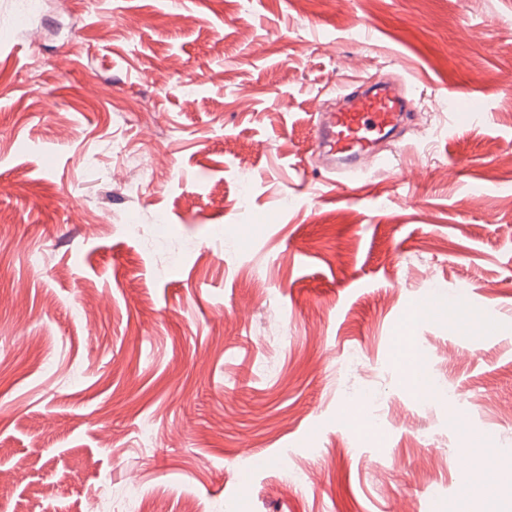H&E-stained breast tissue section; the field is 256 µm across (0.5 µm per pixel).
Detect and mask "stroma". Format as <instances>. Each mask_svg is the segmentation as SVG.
<instances>
[{
  "mask_svg": "<svg viewBox=\"0 0 512 512\" xmlns=\"http://www.w3.org/2000/svg\"><path fill=\"white\" fill-rule=\"evenodd\" d=\"M43 3L0 0V512H512V0ZM394 68L395 168L327 184L315 103ZM400 338V356L405 377L412 386L421 387L426 383L422 365L423 356L410 344V336H400Z\"/></svg>",
  "mask_w": 512,
  "mask_h": 512,
  "instance_id": "stroma-1",
  "label": "stroma"
}]
</instances>
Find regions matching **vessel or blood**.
<instances>
[{
	"instance_id": "b4317fda",
	"label": "vessel or blood",
	"mask_w": 512,
	"mask_h": 512,
	"mask_svg": "<svg viewBox=\"0 0 512 512\" xmlns=\"http://www.w3.org/2000/svg\"><path fill=\"white\" fill-rule=\"evenodd\" d=\"M403 85L398 74L378 85L357 83L343 88L341 109L319 106L315 146L334 182H342L358 160L373 169L386 166L387 160L377 153L375 144L399 127L411 108L410 100L401 92Z\"/></svg>"
}]
</instances>
